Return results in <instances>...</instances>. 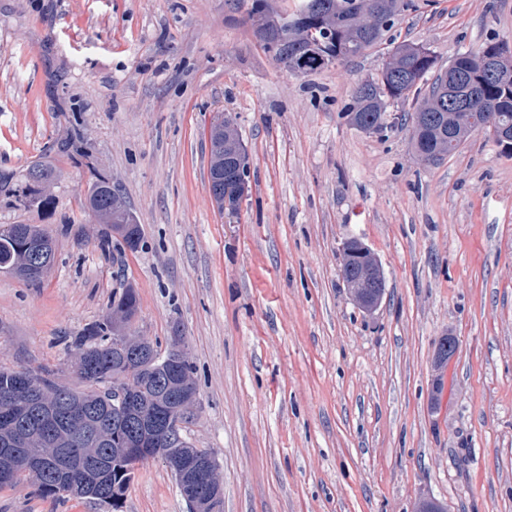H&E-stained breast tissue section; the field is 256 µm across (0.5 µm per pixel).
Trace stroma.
<instances>
[{
  "label": "stroma",
  "instance_id": "1",
  "mask_svg": "<svg viewBox=\"0 0 512 512\" xmlns=\"http://www.w3.org/2000/svg\"><path fill=\"white\" fill-rule=\"evenodd\" d=\"M251 3L0 0V225L56 245L40 280L0 270V365L81 388L75 337L132 287V333L185 339L200 405L184 434L214 455L224 512H512V158L477 133L426 163L409 127L353 128L344 107L383 55L289 73ZM415 3L391 35L440 65L512 45V0ZM221 116L249 154L232 218L208 188ZM97 175L138 251L106 224L86 236ZM352 237L384 272L371 313L341 276ZM0 512L113 511L24 478ZM120 512H187L163 458L136 465Z\"/></svg>",
  "mask_w": 512,
  "mask_h": 512
}]
</instances>
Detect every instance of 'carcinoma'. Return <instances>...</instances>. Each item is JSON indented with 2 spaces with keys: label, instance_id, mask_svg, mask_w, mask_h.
Returning a JSON list of instances; mask_svg holds the SVG:
<instances>
[{
  "label": "carcinoma",
  "instance_id": "cac0c4a2",
  "mask_svg": "<svg viewBox=\"0 0 512 512\" xmlns=\"http://www.w3.org/2000/svg\"><path fill=\"white\" fill-rule=\"evenodd\" d=\"M327 9L336 15V24L328 18L310 10L312 0H300L297 10L289 15L274 11L268 0H252L250 14L257 17L256 28H286L290 31L303 25L315 30L313 39L300 44L296 58L305 60V70L315 72L335 63H343L364 54L362 37L353 27L356 16L363 11L378 12V20L388 24L392 30L405 12L413 9L409 0H325ZM489 42L477 51L458 54L447 67L438 66L435 52L422 44L401 42L387 47L392 57V68L368 84L366 93L354 92L353 103L347 107L345 116L353 127L366 132L382 133L388 130L384 121L387 107L391 103L409 104L412 112L404 120L414 122L418 113L429 115L428 121L414 129L412 144L415 152L425 161H431L434 153L447 156L456 152L448 142V127L453 125L449 116L448 79L454 74L465 76L469 84L478 91L479 108L475 112L477 123L493 119L503 125L512 126V56L501 60L503 77L488 79L479 68V59L485 51L495 49ZM433 80H428L429 74ZM224 119L211 124L209 171L224 168V153L229 146L223 140ZM248 170L241 168L232 173L224 187L233 195L238 189L247 187ZM116 194L112 183L102 177L90 185L86 197V209L98 217V223L109 224L113 231L123 236L130 250L139 249L142 242L140 225L123 203H114ZM52 241L44 230L31 224L0 225V261L17 267L16 275L30 279V275L19 266L23 249L38 240ZM139 300L135 289L127 288L112 313L103 320L89 326L84 335L74 339L75 358L101 370V378L88 382L86 391H74L52 381L47 384L58 394L63 410L73 404V410L86 413V419L61 424L56 433L48 438L43 433V421L37 415L28 416L11 425L0 422V453L7 451L12 465L24 473L25 462L32 454H46L50 458L47 472L34 477L40 495L58 498L73 495L95 502H102L100 491L87 494L89 487L86 470L90 469L89 457L95 456L103 464L105 472L104 491L106 497L120 507L126 496L135 465L131 463L123 448L129 443L131 430L119 421V411L112 410V376L126 371L125 358L113 346L116 325L112 314L123 313L135 316ZM166 367L158 361L137 371L144 388V396L158 406L160 389L156 381L165 378Z\"/></svg>",
  "mask_w": 512,
  "mask_h": 512
}]
</instances>
